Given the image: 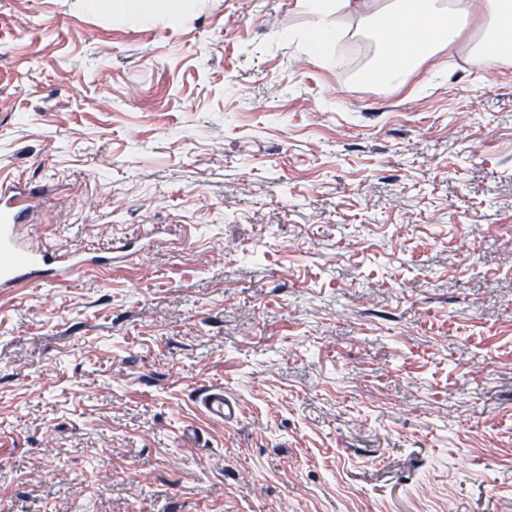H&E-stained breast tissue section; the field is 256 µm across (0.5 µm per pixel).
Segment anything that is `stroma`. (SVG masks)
<instances>
[{"instance_id": "obj_1", "label": "stroma", "mask_w": 512, "mask_h": 512, "mask_svg": "<svg viewBox=\"0 0 512 512\" xmlns=\"http://www.w3.org/2000/svg\"><path fill=\"white\" fill-rule=\"evenodd\" d=\"M361 4L353 72L298 0H0V177L39 235L172 227L0 295V512H512V64L370 83ZM182 0H89L87 5L95 11H104L123 21L146 23L157 11H168L175 19L181 18ZM200 407L210 418L225 424L238 422L241 415L239 402L224 392L223 387H212L200 394Z\"/></svg>"}]
</instances>
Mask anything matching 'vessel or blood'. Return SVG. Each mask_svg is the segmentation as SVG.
Masks as SVG:
<instances>
[{"mask_svg":"<svg viewBox=\"0 0 512 512\" xmlns=\"http://www.w3.org/2000/svg\"><path fill=\"white\" fill-rule=\"evenodd\" d=\"M34 194L19 181L0 179V294H12L35 284L65 285L87 270L142 257L150 247L154 226H146L138 238L119 239L102 252L67 250L43 240L33 231L29 216ZM202 411L227 424L238 422L239 402L223 388L204 390L199 398Z\"/></svg>","mask_w":512,"mask_h":512,"instance_id":"1","label":"vessel or blood"}]
</instances>
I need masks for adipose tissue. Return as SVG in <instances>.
Masks as SVG:
<instances>
[{
	"label": "adipose tissue",
	"instance_id": "obj_1",
	"mask_svg": "<svg viewBox=\"0 0 512 512\" xmlns=\"http://www.w3.org/2000/svg\"><path fill=\"white\" fill-rule=\"evenodd\" d=\"M350 0H306L305 10L313 36L308 48L324 52L342 37L335 13ZM95 11H104L131 23H146L159 11L178 15L181 0H88ZM482 37L473 47L489 61H498V47L512 46V0H479ZM468 7L456 9L443 0H388L364 18L380 44L381 56L390 60L383 77L392 86L402 85L407 76L442 49L452 46L464 32Z\"/></svg>",
	"mask_w": 512,
	"mask_h": 512
}]
</instances>
